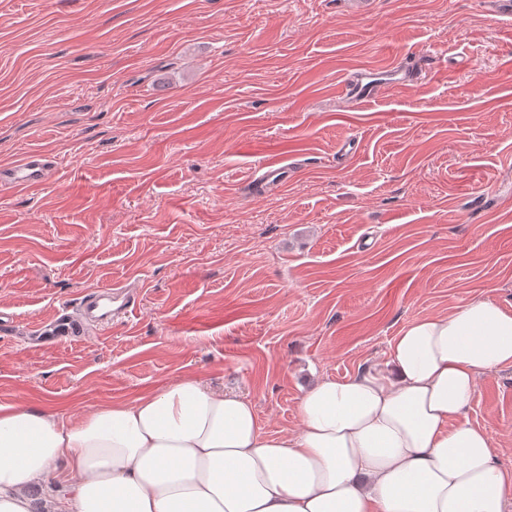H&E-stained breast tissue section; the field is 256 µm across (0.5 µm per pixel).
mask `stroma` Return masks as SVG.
I'll return each instance as SVG.
<instances>
[{
	"label": "stroma",
	"mask_w": 512,
	"mask_h": 512,
	"mask_svg": "<svg viewBox=\"0 0 512 512\" xmlns=\"http://www.w3.org/2000/svg\"><path fill=\"white\" fill-rule=\"evenodd\" d=\"M29 152L55 168L0 194V403L76 419L194 376L282 435L411 322L512 311V0H0V169ZM128 283L129 316L80 321ZM465 417L512 471V366ZM382 80L375 73L359 72L345 80L346 104L362 105L375 98L382 86ZM107 288H113L112 292H110V289H106L104 291L98 290L81 304V311L83 315L87 316L89 320L97 322L101 326L111 324L112 316L115 315L118 309H120V314L125 316L128 312V308H130L134 303L133 301L130 304V301L126 300L119 308L112 309L111 298L121 296L122 287L113 286Z\"/></svg>",
	"instance_id": "stroma-1"
}]
</instances>
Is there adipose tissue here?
<instances>
[{
  "instance_id": "ef3b65f1",
  "label": "adipose tissue",
  "mask_w": 512,
  "mask_h": 512,
  "mask_svg": "<svg viewBox=\"0 0 512 512\" xmlns=\"http://www.w3.org/2000/svg\"><path fill=\"white\" fill-rule=\"evenodd\" d=\"M510 365L512 312L474 300L403 328L384 365L318 382L281 436L193 377L72 421L0 403V512H32L61 460L66 512H512V472L463 418L478 376Z\"/></svg>"
}]
</instances>
